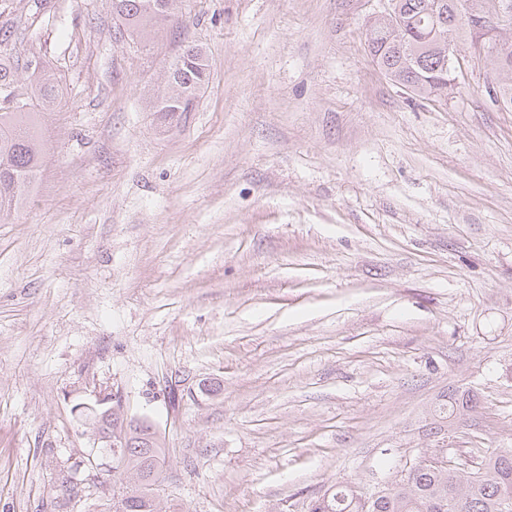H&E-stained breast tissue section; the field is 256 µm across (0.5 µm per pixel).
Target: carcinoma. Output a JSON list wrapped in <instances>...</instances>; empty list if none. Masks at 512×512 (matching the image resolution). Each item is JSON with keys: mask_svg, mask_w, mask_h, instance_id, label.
<instances>
[{"mask_svg": "<svg viewBox=\"0 0 512 512\" xmlns=\"http://www.w3.org/2000/svg\"><path fill=\"white\" fill-rule=\"evenodd\" d=\"M184 0H112V11L137 37L148 40L182 13ZM427 0H395L399 14L411 21L395 37L380 24L366 32L369 52L377 65L396 79H406L414 95L428 97L448 77V60L424 40L418 22ZM9 54L0 55V217L18 209L28 198L45 154L41 117L60 102L63 93L56 76L44 67L19 76ZM498 69L509 74L496 95L512 105V38L501 46ZM166 88L152 97L154 112H191L209 81L205 51L190 42L166 67ZM99 434L112 436V408L97 404ZM163 448L127 449L124 460L112 461L121 480L119 500L124 510L160 512L150 487L160 477ZM308 512H512V448H497L479 466L467 471L450 464L424 460L406 479L392 482L366 498L350 485H334L329 496L310 504Z\"/></svg>", "mask_w": 512, "mask_h": 512, "instance_id": "obj_1", "label": "carcinoma"}]
</instances>
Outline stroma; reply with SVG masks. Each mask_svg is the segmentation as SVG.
Wrapping results in <instances>:
<instances>
[{
  "label": "stroma",
  "mask_w": 512,
  "mask_h": 512,
  "mask_svg": "<svg viewBox=\"0 0 512 512\" xmlns=\"http://www.w3.org/2000/svg\"><path fill=\"white\" fill-rule=\"evenodd\" d=\"M381 9L186 0L144 42L112 0H0L7 51L63 89L0 222V512H109L79 408L115 395L158 431L174 512H308L512 448V107L464 34L448 98L396 85L366 45ZM191 41L195 110L150 111Z\"/></svg>",
  "instance_id": "obj_1"
}]
</instances>
